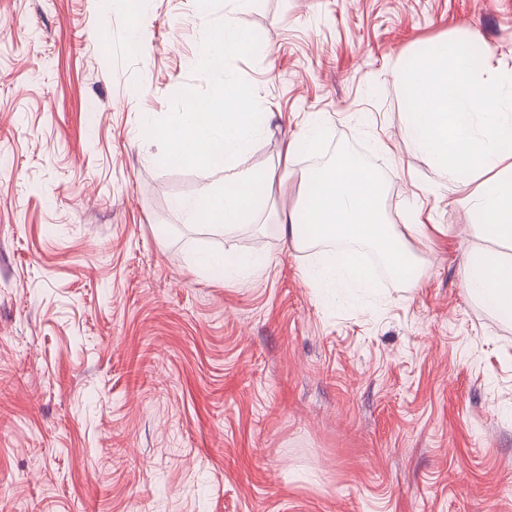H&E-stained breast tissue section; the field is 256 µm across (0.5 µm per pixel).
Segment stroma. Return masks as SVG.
<instances>
[{"mask_svg":"<svg viewBox=\"0 0 512 512\" xmlns=\"http://www.w3.org/2000/svg\"><path fill=\"white\" fill-rule=\"evenodd\" d=\"M225 0H0V512H512V321L465 288L460 197L405 140L395 70L479 35L512 72V0H249L232 70L273 118L249 166L295 174L255 220L187 228L220 173L164 167L143 124L196 71ZM146 47L128 49L133 26ZM321 118L324 152L287 159ZM385 149H377L376 141ZM377 163L417 287L322 295L274 215L297 172ZM202 249L270 259L197 272Z\"/></svg>","mask_w":512,"mask_h":512,"instance_id":"1","label":"stroma"}]
</instances>
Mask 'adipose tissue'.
<instances>
[{"label":"adipose tissue","mask_w":512,"mask_h":512,"mask_svg":"<svg viewBox=\"0 0 512 512\" xmlns=\"http://www.w3.org/2000/svg\"><path fill=\"white\" fill-rule=\"evenodd\" d=\"M301 181L306 203L299 212H287L279 218L283 238L298 248L326 240L353 245L352 250L321 257L316 267L304 272L305 280L327 292L363 282L369 270L362 265L355 247L366 243L377 248L394 277L408 287L416 286L419 263L408 241L426 235L427 227L406 224L398 228L388 223L382 207V178L375 168L345 153L315 171L302 173ZM194 266L200 271L220 267L229 276L257 274L265 268L244 252H202L195 257ZM465 279L471 297L501 319L512 320L511 256L492 249L469 253Z\"/></svg>","instance_id":"ef3b65f1"}]
</instances>
